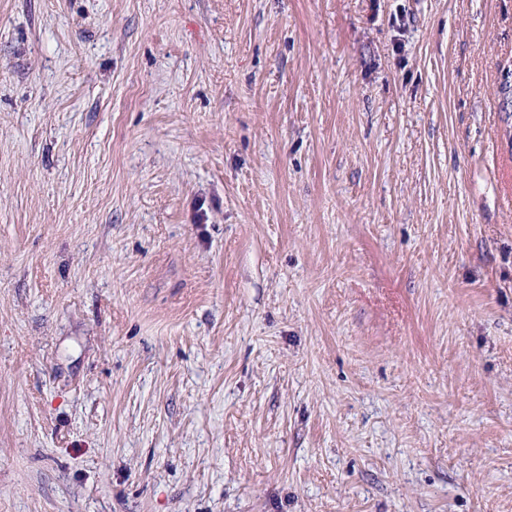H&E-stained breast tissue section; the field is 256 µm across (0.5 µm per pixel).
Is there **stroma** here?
Segmentation results:
<instances>
[{
  "label": "stroma",
  "mask_w": 512,
  "mask_h": 512,
  "mask_svg": "<svg viewBox=\"0 0 512 512\" xmlns=\"http://www.w3.org/2000/svg\"><path fill=\"white\" fill-rule=\"evenodd\" d=\"M512 0H0V512H512Z\"/></svg>",
  "instance_id": "1"
}]
</instances>
